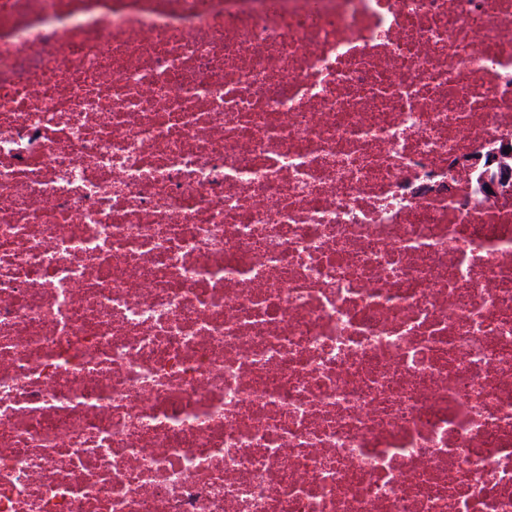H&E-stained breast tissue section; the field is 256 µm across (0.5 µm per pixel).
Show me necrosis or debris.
I'll return each mask as SVG.
<instances>
[{"label":"necrosis or debris","instance_id":"obj_1","mask_svg":"<svg viewBox=\"0 0 512 512\" xmlns=\"http://www.w3.org/2000/svg\"><path fill=\"white\" fill-rule=\"evenodd\" d=\"M0 512H512V0H0Z\"/></svg>","mask_w":512,"mask_h":512}]
</instances>
